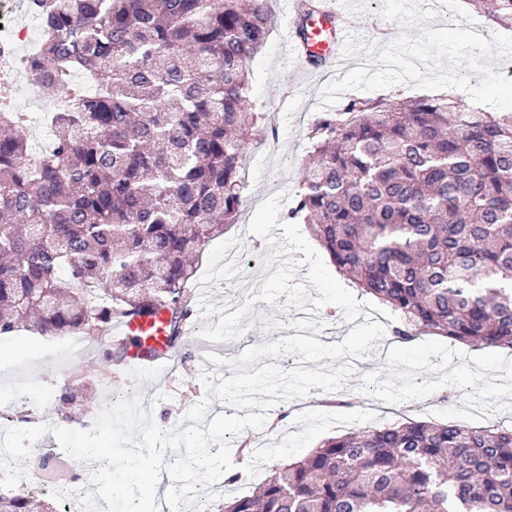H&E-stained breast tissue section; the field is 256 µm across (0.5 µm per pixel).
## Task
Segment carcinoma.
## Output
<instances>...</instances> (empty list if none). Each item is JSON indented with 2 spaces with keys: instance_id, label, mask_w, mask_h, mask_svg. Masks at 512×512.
I'll use <instances>...</instances> for the list:
<instances>
[{
  "instance_id": "1",
  "label": "carcinoma",
  "mask_w": 512,
  "mask_h": 512,
  "mask_svg": "<svg viewBox=\"0 0 512 512\" xmlns=\"http://www.w3.org/2000/svg\"><path fill=\"white\" fill-rule=\"evenodd\" d=\"M267 0H29L47 31L29 78L52 95L32 154L0 111V338L93 339L112 320L170 314L177 338L207 239L235 223L248 75ZM512 30V0H467ZM316 158L288 218L347 280L386 305L393 338L425 331L512 351V113L456 96H357L318 115ZM107 344L101 364L126 358ZM87 387L65 384L57 416ZM32 458L70 480L56 449ZM31 492L0 493L30 512ZM220 512H512V429L406 422L328 438L273 466Z\"/></svg>"
}]
</instances>
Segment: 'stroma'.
Wrapping results in <instances>:
<instances>
[{"instance_id":"stroma-1","label":"stroma","mask_w":512,"mask_h":512,"mask_svg":"<svg viewBox=\"0 0 512 512\" xmlns=\"http://www.w3.org/2000/svg\"><path fill=\"white\" fill-rule=\"evenodd\" d=\"M354 22L353 36L382 49L400 33L418 36L420 26L402 28L389 23L386 33L371 38L370 31L381 13L384 0H343ZM426 7L439 15L428 26L448 27L450 19L462 28L481 35H491L495 28L474 12L465 0H424ZM273 24L250 71L251 99L261 117L262 134L249 140L244 150L245 188L237 224L223 234L212 237V244L239 238L238 246L226 253L238 269L231 278L230 290L219 283H209V300L215 305L239 308L247 296L259 293L263 281L274 272L268 257L271 249L265 240L251 235V217L268 197L278 194L283 206H291L299 189L309 159V127L318 114L321 94L330 82L342 79L350 70L367 65L368 55H353L337 61V68L324 72L293 60L283 51L288 21L287 0H268ZM241 325V335L233 339L234 355L249 347L273 342L304 331L325 344L339 342L353 328L342 311L324 306L317 317L296 307L277 303L271 306L256 302ZM13 338L0 340V396L11 395L8 411L0 412V428L25 424H57L53 411L56 391L69 381L93 382L91 397L83 406L87 417H96L113 394L139 396L153 402L152 418L165 430L177 427L184 411L206 395L203 374L222 373L231 377V367L208 361L195 346L181 347L182 358L173 372L156 377L132 369L122 373L103 370L99 363L101 345L89 346L74 353L62 351L60 344L31 341L28 352L16 349ZM512 386V354L488 347L473 349L446 339L422 334L411 343H394L388 354L379 359L364 357L360 367L343 386L345 407H327L321 388H311L302 411L291 410L289 402L276 404L280 418L277 428H248L229 436V444L248 442L250 447L267 449L265 461L256 458L234 459L241 478L229 484L217 482L212 489L228 498L251 492L268 474L269 468L310 453L322 440L355 429L377 427L403 418L425 421H461L473 427L492 425L494 418L484 407L496 400L497 411L512 414V397L504 385Z\"/></svg>"}]
</instances>
